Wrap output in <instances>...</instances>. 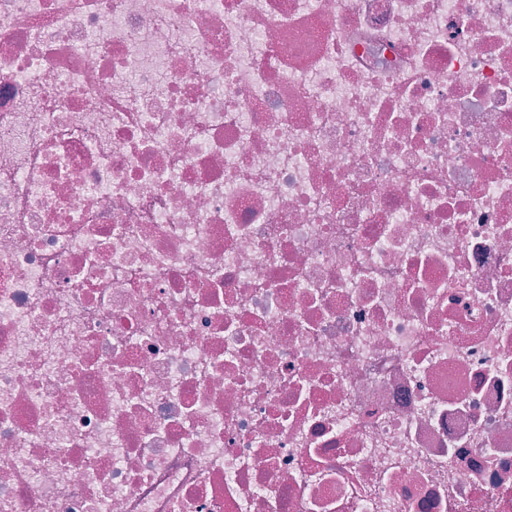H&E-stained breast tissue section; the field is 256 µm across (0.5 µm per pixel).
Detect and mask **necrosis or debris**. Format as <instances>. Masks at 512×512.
<instances>
[{
	"mask_svg": "<svg viewBox=\"0 0 512 512\" xmlns=\"http://www.w3.org/2000/svg\"><path fill=\"white\" fill-rule=\"evenodd\" d=\"M0 512H512V0H0Z\"/></svg>",
	"mask_w": 512,
	"mask_h": 512,
	"instance_id": "4bbe7bcc",
	"label": "necrosis or debris"
}]
</instances>
